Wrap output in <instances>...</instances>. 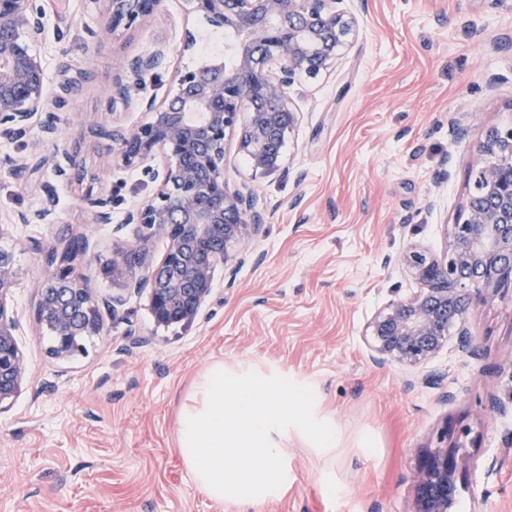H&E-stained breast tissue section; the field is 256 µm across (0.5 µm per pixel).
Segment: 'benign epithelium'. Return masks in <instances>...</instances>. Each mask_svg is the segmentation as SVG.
<instances>
[{"mask_svg": "<svg viewBox=\"0 0 512 512\" xmlns=\"http://www.w3.org/2000/svg\"><path fill=\"white\" fill-rule=\"evenodd\" d=\"M103 28L97 41L129 29L150 15L160 0H103ZM211 22L245 31L232 66L200 64L177 75V91L161 102L139 96L142 80L169 63L164 46L123 62L124 79L116 98L135 104L144 120L128 129L99 126L94 134L112 142L126 166L140 165L156 184L153 196L112 224V196H89L85 204L97 223L112 225V235L132 231L133 240L113 251L101 273L119 292L92 302L78 257L89 243L36 242L44 260L35 318L49 329V354L76 356L81 338L99 333L100 308L112 313L124 294L149 292L150 313L158 325L193 322L213 289L219 264H228V247L262 232L259 198L230 186L224 177V139L240 127V148L253 171L283 173L282 148L298 112L288 88L297 74L317 75L336 60L355 19L336 10V0H186ZM46 33V18L33 0H0V138L27 136L34 119L48 108L45 72L31 44ZM162 154L167 163L151 161ZM470 193L461 222L452 225L448 249L440 258L410 244L397 257L419 288L391 300L365 328L364 338L378 363L418 367L448 345L454 327L460 345L468 330L466 315L477 300L488 301L512 284V128H491L473 149ZM167 241L156 259L149 243ZM11 252L0 250V410L20 392L28 365L18 340V324L7 297L16 285ZM460 447L437 448L422 456L415 475L413 512H448L463 467Z\"/></svg>", "mask_w": 512, "mask_h": 512, "instance_id": "7a95c632", "label": "benign epithelium"}]
</instances>
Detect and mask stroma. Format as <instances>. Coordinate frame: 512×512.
Here are the masks:
<instances>
[{
    "label": "stroma",
    "instance_id": "stroma-1",
    "mask_svg": "<svg viewBox=\"0 0 512 512\" xmlns=\"http://www.w3.org/2000/svg\"><path fill=\"white\" fill-rule=\"evenodd\" d=\"M46 35L33 45L46 75L57 142L40 129L0 139V161L23 158L29 172L0 169V249L15 259L9 304L29 374L0 410V512H413L420 456L441 447L452 425L468 457L493 465L469 473L452 512H512V286L475 303L467 349L456 338L419 368L376 365L367 322L389 300L410 296L415 280L386 266L409 244L442 255L473 189L472 149L492 127H512V0H342L357 26L335 63L299 74L289 94L298 122L284 146L289 176L253 173L237 134L224 144V175L262 200L265 232L232 247L237 264L217 270L213 291L187 327L156 326L147 294L105 314L87 354L50 356L35 321L43 259L32 243L72 233L90 244L85 273L95 299L111 294L101 266L116 242L112 224L154 185L140 169L109 158L99 125L142 121L112 100L122 60L170 50V66L147 77L145 95L177 89V72L201 62L199 45L223 28L161 0L139 25L97 44L101 0H38ZM194 49L184 50L186 40ZM466 114L455 140L451 118ZM71 156L67 178L55 158ZM452 175L439 181L444 156ZM442 187L434 208L425 197ZM112 196L111 224L94 223L84 200ZM51 209L48 223L18 214ZM276 367L316 379L323 411L341 441L330 498L311 449L289 443L288 492L259 510L217 502L196 485L180 456L178 414L211 364ZM370 435L373 447L358 444Z\"/></svg>",
    "mask_w": 512,
    "mask_h": 512
}]
</instances>
